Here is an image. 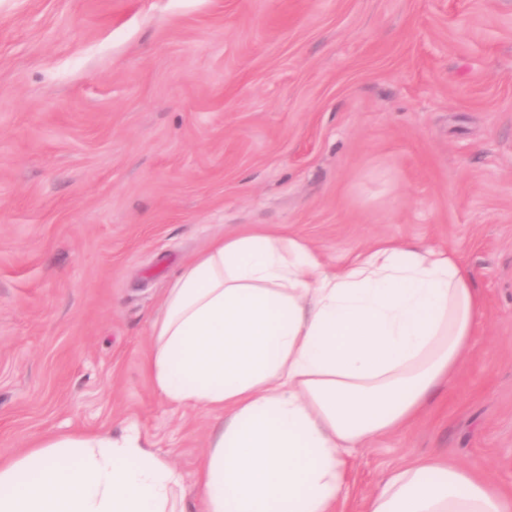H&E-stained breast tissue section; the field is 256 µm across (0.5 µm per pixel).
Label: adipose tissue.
I'll list each match as a JSON object with an SVG mask.
<instances>
[{
    "instance_id": "obj_1",
    "label": "adipose tissue",
    "mask_w": 512,
    "mask_h": 512,
    "mask_svg": "<svg viewBox=\"0 0 512 512\" xmlns=\"http://www.w3.org/2000/svg\"><path fill=\"white\" fill-rule=\"evenodd\" d=\"M483 317L452 249L388 241L332 268L293 236L215 238L166 289L147 359L168 402L218 420L203 512H340L351 450L413 423ZM182 483L138 433L44 434L0 459V512H179ZM365 512H512V491L431 456L392 469Z\"/></svg>"
}]
</instances>
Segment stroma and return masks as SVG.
Segmentation results:
<instances>
[{
    "instance_id": "stroma-1",
    "label": "stroma",
    "mask_w": 512,
    "mask_h": 512,
    "mask_svg": "<svg viewBox=\"0 0 512 512\" xmlns=\"http://www.w3.org/2000/svg\"><path fill=\"white\" fill-rule=\"evenodd\" d=\"M257 227L337 267L459 251L478 343L356 451L346 512L433 454L512 489V0H0V457L127 429L191 480L215 419L144 363L173 276Z\"/></svg>"
}]
</instances>
